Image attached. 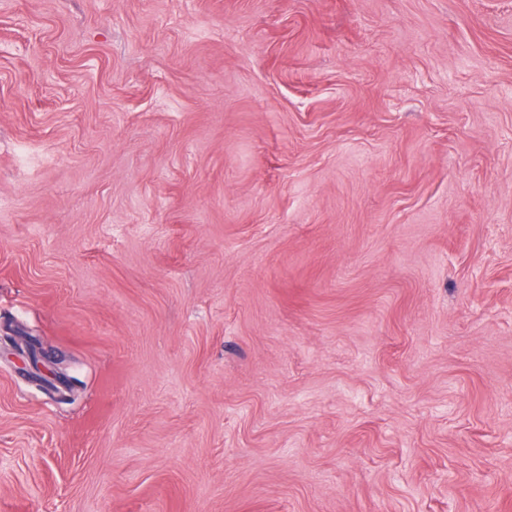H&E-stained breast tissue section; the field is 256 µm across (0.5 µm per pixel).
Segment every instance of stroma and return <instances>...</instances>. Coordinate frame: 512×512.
Returning a JSON list of instances; mask_svg holds the SVG:
<instances>
[{"mask_svg":"<svg viewBox=\"0 0 512 512\" xmlns=\"http://www.w3.org/2000/svg\"><path fill=\"white\" fill-rule=\"evenodd\" d=\"M0 512H512V0H0ZM14 354L25 365L26 371L33 381L45 390L52 399L58 402H69L72 400V386L66 383L58 371L46 369L42 363V354L38 340L28 341L24 348H17ZM58 385H61V388Z\"/></svg>","mask_w":512,"mask_h":512,"instance_id":"1","label":"stroma"}]
</instances>
